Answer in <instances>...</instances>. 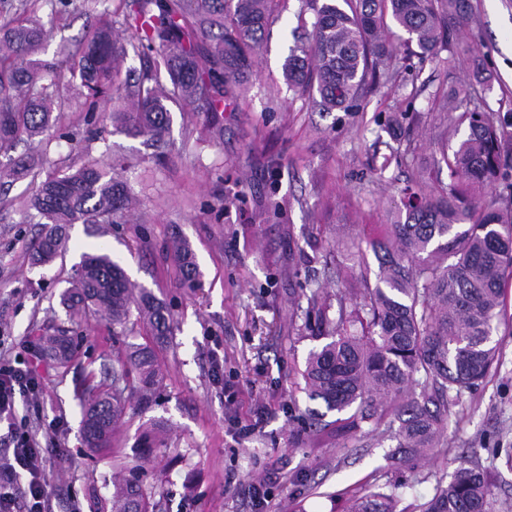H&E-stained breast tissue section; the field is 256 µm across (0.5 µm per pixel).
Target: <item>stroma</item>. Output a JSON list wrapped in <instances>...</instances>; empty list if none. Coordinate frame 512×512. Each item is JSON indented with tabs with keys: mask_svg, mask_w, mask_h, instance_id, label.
<instances>
[{
	"mask_svg": "<svg viewBox=\"0 0 512 512\" xmlns=\"http://www.w3.org/2000/svg\"><path fill=\"white\" fill-rule=\"evenodd\" d=\"M120 0H98L92 9L70 5L51 20L42 51L49 59L74 49ZM452 50L454 70L440 60L419 63L402 32L390 33L407 70L386 85L367 88L360 110L320 112L311 96L289 89L283 67L300 19H311L302 0H287L258 55L248 91L214 125L192 112H173L159 146L114 131L98 134L83 122L80 87L57 115L71 141L34 143L50 168L114 164L129 181L137 208L120 224L68 230L67 250L52 266H31L30 246L39 227L25 221L29 180L0 190V360L32 369L39 391L18 403L17 418L48 432L58 453L51 467L54 512H95L107 503L113 482L139 475L146 491L161 497L163 512H341L345 502L370 491H396L401 505L431 498L436 479L452 472L455 457L473 455L495 482L496 512L512 506V464L490 446L512 448V286L495 338L499 360L453 409L452 423L434 459L411 467L393 455L382 431L340 447L307 445L299 375L319 348L298 309L305 285L322 288L328 303L339 290L337 271L376 274L378 263L354 254L372 225L390 220L393 201L408 176L391 163L399 143L387 128L392 115L414 103L408 130L415 162L429 167L442 142L456 143L436 89L474 86L483 111L512 122V0H470ZM422 71H415V64ZM186 239L201 272L200 287H182L168 244ZM109 253L132 286L163 301L179 322L160 344L163 375L148 397L132 395L113 447L91 451L81 432L78 394L88 371L111 362L127 339L109 325L81 322L68 367L35 354L33 326H66L60 294L83 253ZM238 390L226 403L225 386ZM162 443L146 454V437ZM270 489L268 504L254 501L253 483Z\"/></svg>",
	"mask_w": 512,
	"mask_h": 512,
	"instance_id": "1",
	"label": "stroma"
}]
</instances>
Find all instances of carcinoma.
I'll return each mask as SVG.
<instances>
[{
    "label": "carcinoma",
    "mask_w": 512,
    "mask_h": 512,
    "mask_svg": "<svg viewBox=\"0 0 512 512\" xmlns=\"http://www.w3.org/2000/svg\"><path fill=\"white\" fill-rule=\"evenodd\" d=\"M39 0H0V154L36 137L53 138L54 113L65 110L64 73L80 79L87 111L118 100L102 114L107 125L160 142L169 132L172 108L206 120L237 102L244 81L280 0H122L108 19L74 51L36 59L48 30L36 17ZM311 31L290 49L283 75L298 92H316L327 112H356L371 81L394 77L387 33L395 27L416 44L419 64L448 50L470 10L469 0H305ZM133 30L125 42L118 28ZM148 59L137 81L116 82L129 54ZM166 70L169 85L161 81ZM448 109L454 130L466 127L453 150L443 148L432 169H418L400 191L401 216L382 224L367 241L378 260L375 283L345 279L336 317L328 315L319 289L303 293L304 324L324 330L329 342L312 351L301 373L311 400L339 417L325 428L308 423V437H334L346 446L376 430L387 415V432L404 458L427 460L447 431L451 410L479 385L498 361L494 333L503 319L506 278L512 279V132L480 110L475 98L445 92L435 96ZM448 169V184L431 181V170ZM43 173V159L23 156L0 166V179H40L26 202L43 219L32 244L35 267L52 264L66 249L70 224H116L132 206L129 184L98 162L74 171ZM182 285L196 287L200 271L185 240L175 246ZM69 317L78 314L126 328L142 322L144 343L112 360V387L90 384L81 400L85 439L107 448L125 413L127 390L147 391L161 375L154 344L172 335L171 312L143 289L130 286L124 269L107 253H85L62 292ZM38 351L68 363L74 347L68 330L41 336ZM456 467L436 482L419 512H493L490 472L460 455ZM394 493L374 491L349 501L344 512H408ZM109 512H158L157 503L134 479L113 484Z\"/></svg>",
    "instance_id": "1"
}]
</instances>
